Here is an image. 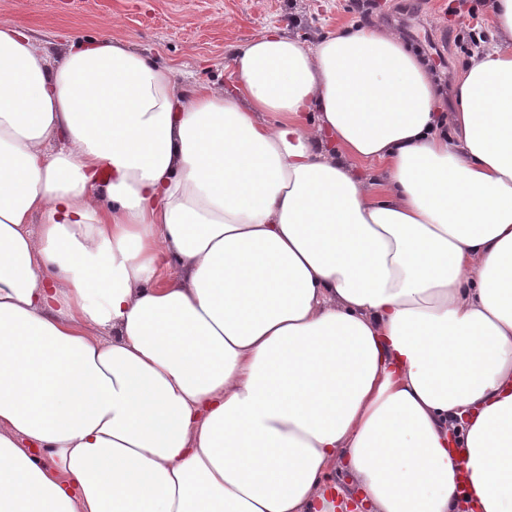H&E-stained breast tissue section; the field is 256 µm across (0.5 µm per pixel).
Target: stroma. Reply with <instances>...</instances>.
Returning <instances> with one entry per match:
<instances>
[{"label":"stroma","instance_id":"1","mask_svg":"<svg viewBox=\"0 0 512 512\" xmlns=\"http://www.w3.org/2000/svg\"><path fill=\"white\" fill-rule=\"evenodd\" d=\"M370 17L352 0H0V21L29 33L50 54L76 37H112L170 67L177 80L223 87L232 47L278 27L305 44L346 27L403 30L410 50L441 54L449 81L471 58L497 45L484 0H378ZM484 38L460 39L471 20Z\"/></svg>","mask_w":512,"mask_h":512}]
</instances>
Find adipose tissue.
<instances>
[{
	"mask_svg": "<svg viewBox=\"0 0 512 512\" xmlns=\"http://www.w3.org/2000/svg\"><path fill=\"white\" fill-rule=\"evenodd\" d=\"M489 10L454 145L378 27L270 28L214 89L0 23V512H346L340 470L374 512H512V0Z\"/></svg>",
	"mask_w": 512,
	"mask_h": 512,
	"instance_id": "obj_1",
	"label": "adipose tissue"
}]
</instances>
